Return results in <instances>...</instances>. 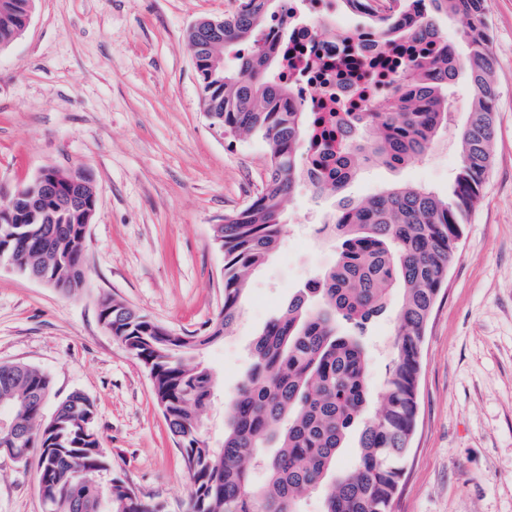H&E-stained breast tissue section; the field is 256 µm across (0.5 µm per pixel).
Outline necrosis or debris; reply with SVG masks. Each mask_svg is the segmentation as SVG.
Masks as SVG:
<instances>
[{"label":"necrosis or debris","mask_w":512,"mask_h":512,"mask_svg":"<svg viewBox=\"0 0 512 512\" xmlns=\"http://www.w3.org/2000/svg\"><path fill=\"white\" fill-rule=\"evenodd\" d=\"M296 7L313 14L315 25L292 27L285 39L280 29L288 18L282 15L266 24L258 44L274 46L283 56L281 74L294 84L295 103L317 113L328 134L326 143L333 148L347 135L345 128L337 126L336 116L349 111L356 84L382 72L399 48L381 45L376 31L368 26L336 33L335 0H297Z\"/></svg>","instance_id":"1"}]
</instances>
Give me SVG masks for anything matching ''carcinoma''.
<instances>
[{"instance_id": "carcinoma-1", "label": "carcinoma", "mask_w": 512, "mask_h": 512, "mask_svg": "<svg viewBox=\"0 0 512 512\" xmlns=\"http://www.w3.org/2000/svg\"><path fill=\"white\" fill-rule=\"evenodd\" d=\"M381 31L385 41L408 38L419 24L436 34L434 15L467 19L464 57L402 54L390 90L367 96L365 111L346 113L356 132L312 184L319 193L353 175L355 157L397 167L423 158L448 120V94L459 71L473 90L470 119L461 132V160L444 197L418 187L396 188L342 205L334 223L323 225L338 239L336 262L255 337L252 363L236 396L225 406L224 444L215 449L202 418L217 381L193 362L200 347L229 334L240 313L249 276L267 259L281 235V219L297 180V149L317 144L310 113L290 103L292 88L280 78L279 53L257 49L255 32L288 12V0H237L224 16V37L190 29L193 54L202 60L232 56L234 64L198 75L204 111L232 138H259L267 149L261 189L244 208L224 215V306L200 333L171 338L153 319L104 295L99 317L112 324V338L139 361L151 379L154 399L179 448L190 480L187 512H301V502L323 490L322 512H392L417 425L421 355L433 306L445 286L490 168L497 87L488 51L489 0H428L423 18L412 21L413 0ZM34 0H0V45L24 32ZM82 224L0 226V254L23 273L41 275L65 295L83 288ZM403 291L393 358L379 410L366 417L370 372L363 344L368 325L382 315L394 289ZM49 376L29 365L0 363V419L15 423L18 436L0 431V448L37 449L38 487L52 512H165L143 502L122 478L107 488L110 470L100 454L94 402L76 393L61 401L51 419L42 408ZM360 427L353 466L336 474L338 457ZM265 471L254 482L252 463Z\"/></svg>"}]
</instances>
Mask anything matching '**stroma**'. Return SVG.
I'll return each mask as SVG.
<instances>
[{"label": "stroma", "instance_id": "stroma-1", "mask_svg": "<svg viewBox=\"0 0 512 512\" xmlns=\"http://www.w3.org/2000/svg\"><path fill=\"white\" fill-rule=\"evenodd\" d=\"M235 0H35L25 32L0 48V200L48 166L83 169L98 206L73 297L0 262V362L52 379L43 415L79 391L96 406L101 446L147 502L185 512L189 478L148 371L103 329L109 294L176 333L198 332L224 303V254L212 238L225 213L261 184L263 143L229 142L203 110L188 29L232 12ZM495 137L481 199L428 323L417 429L393 512H512V0H490ZM467 72L429 154L389 168L359 162L341 190L299 186L277 247L251 276L232 331L199 354L220 385L203 419L224 439L233 396L258 331L333 264L319 234L342 203L417 186L446 194L469 119ZM396 306L364 338L373 392L393 354ZM38 461L0 453V512H42Z\"/></svg>", "mask_w": 512, "mask_h": 512}]
</instances>
